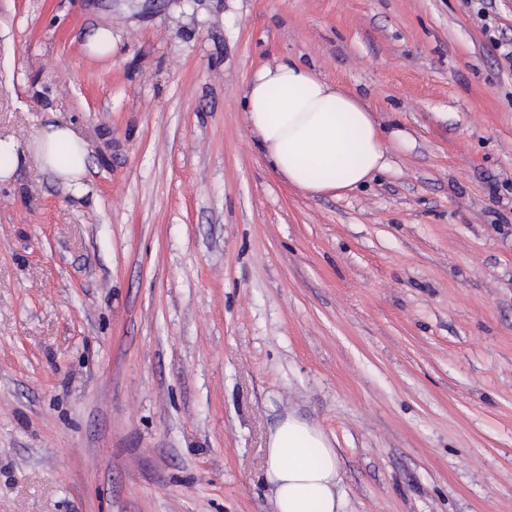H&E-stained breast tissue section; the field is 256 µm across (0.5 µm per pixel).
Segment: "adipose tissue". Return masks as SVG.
Here are the masks:
<instances>
[{"mask_svg":"<svg viewBox=\"0 0 512 512\" xmlns=\"http://www.w3.org/2000/svg\"><path fill=\"white\" fill-rule=\"evenodd\" d=\"M244 108L268 166L305 194L339 198L391 167L384 130L369 106L294 58L258 68ZM88 152L71 125L49 118L29 143L0 139V182L32 160L82 195ZM265 481L274 512H343L338 454L318 427L295 416L268 435Z\"/></svg>","mask_w":512,"mask_h":512,"instance_id":"obj_1","label":"adipose tissue"}]
</instances>
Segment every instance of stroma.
Wrapping results in <instances>:
<instances>
[{
	"instance_id": "35a3bbf8",
	"label": "stroma",
	"mask_w": 512,
	"mask_h": 512,
	"mask_svg": "<svg viewBox=\"0 0 512 512\" xmlns=\"http://www.w3.org/2000/svg\"><path fill=\"white\" fill-rule=\"evenodd\" d=\"M99 27L117 41L94 59ZM512 0H0V512H274L286 413L344 512H512ZM293 57L392 132L336 198L244 110ZM47 121L29 143L0 139V182L8 181L21 164L33 159L43 172L58 178L68 191L80 197L85 190L88 143L55 115Z\"/></svg>"
}]
</instances>
